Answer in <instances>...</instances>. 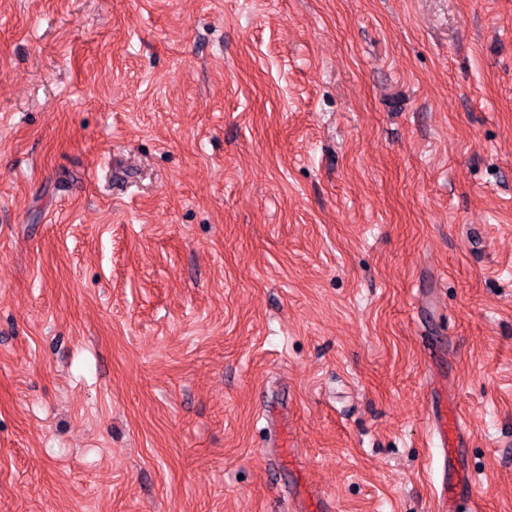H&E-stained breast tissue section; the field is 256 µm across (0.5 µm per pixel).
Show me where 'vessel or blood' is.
<instances>
[{
	"label": "vessel or blood",
	"instance_id": "obj_1",
	"mask_svg": "<svg viewBox=\"0 0 512 512\" xmlns=\"http://www.w3.org/2000/svg\"><path fill=\"white\" fill-rule=\"evenodd\" d=\"M429 427L447 460V476L434 490L438 504L442 512H467L477 497L476 487L464 470L468 430L444 404L435 410Z\"/></svg>",
	"mask_w": 512,
	"mask_h": 512
}]
</instances>
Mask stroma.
<instances>
[{"instance_id": "1", "label": "stroma", "mask_w": 512, "mask_h": 512, "mask_svg": "<svg viewBox=\"0 0 512 512\" xmlns=\"http://www.w3.org/2000/svg\"><path fill=\"white\" fill-rule=\"evenodd\" d=\"M512 512V0H0V512ZM447 460V478L434 490L442 511L469 510L477 498V490L464 471L465 448L468 429L461 418L448 410V404H440L429 422Z\"/></svg>"}]
</instances>
